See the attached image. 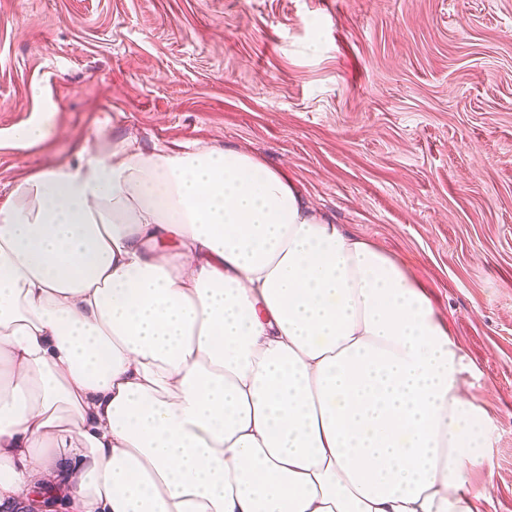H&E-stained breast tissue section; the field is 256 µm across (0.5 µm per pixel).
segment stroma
Listing matches in <instances>:
<instances>
[{"label":"stroma","instance_id":"obj_1","mask_svg":"<svg viewBox=\"0 0 512 512\" xmlns=\"http://www.w3.org/2000/svg\"><path fill=\"white\" fill-rule=\"evenodd\" d=\"M51 93L46 140L13 134ZM231 147L399 257L448 323L512 512V0H0V205L83 148Z\"/></svg>","mask_w":512,"mask_h":512}]
</instances>
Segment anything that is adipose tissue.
Wrapping results in <instances>:
<instances>
[{"instance_id":"1","label":"adipose tissue","mask_w":512,"mask_h":512,"mask_svg":"<svg viewBox=\"0 0 512 512\" xmlns=\"http://www.w3.org/2000/svg\"><path fill=\"white\" fill-rule=\"evenodd\" d=\"M466 370L404 262L253 154L122 140L0 206L2 507L52 472L72 512H484Z\"/></svg>"}]
</instances>
